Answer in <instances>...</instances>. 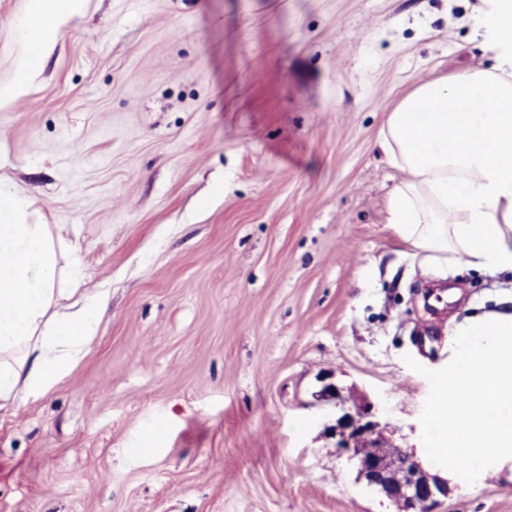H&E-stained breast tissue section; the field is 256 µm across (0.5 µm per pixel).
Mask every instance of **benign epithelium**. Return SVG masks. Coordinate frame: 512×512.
<instances>
[{
  "instance_id": "benign-epithelium-1",
  "label": "benign epithelium",
  "mask_w": 512,
  "mask_h": 512,
  "mask_svg": "<svg viewBox=\"0 0 512 512\" xmlns=\"http://www.w3.org/2000/svg\"><path fill=\"white\" fill-rule=\"evenodd\" d=\"M365 413L354 416L343 411L336 419V435L343 448L353 447L359 455L360 474L367 484L400 506L399 512H435L448 497V480L431 474L401 448L387 450L380 444H364L373 424L363 423Z\"/></svg>"
}]
</instances>
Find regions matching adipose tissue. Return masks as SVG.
<instances>
[{
    "label": "adipose tissue",
    "mask_w": 512,
    "mask_h": 512,
    "mask_svg": "<svg viewBox=\"0 0 512 512\" xmlns=\"http://www.w3.org/2000/svg\"><path fill=\"white\" fill-rule=\"evenodd\" d=\"M83 0H31L40 64L62 17ZM489 67L417 84L389 113L376 144L400 179L386 222L412 247L491 274L512 272V0L476 15ZM57 263L46 225L28 221L18 191L0 184V408L45 394L84 358L107 291L49 318ZM437 378L424 461L441 455L449 481L512 471V310L466 317Z\"/></svg>",
    "instance_id": "adipose-tissue-1"
}]
</instances>
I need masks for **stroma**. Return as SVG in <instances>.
Segmentation results:
<instances>
[{"instance_id": "1", "label": "stroma", "mask_w": 512, "mask_h": 512, "mask_svg": "<svg viewBox=\"0 0 512 512\" xmlns=\"http://www.w3.org/2000/svg\"><path fill=\"white\" fill-rule=\"evenodd\" d=\"M479 4L84 0L21 84L29 0H0V181L60 306L110 296L70 374L0 410V512H397L319 393L422 447L451 329L512 295L397 237L374 146L416 83L491 64ZM438 512H512V481Z\"/></svg>"}]
</instances>
